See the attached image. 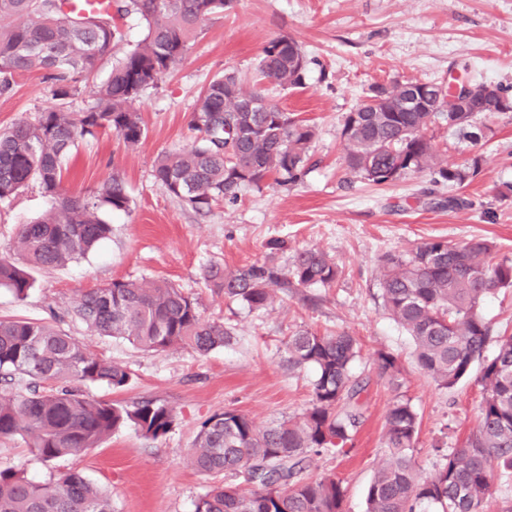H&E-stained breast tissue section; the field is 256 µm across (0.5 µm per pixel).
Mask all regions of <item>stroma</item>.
Returning <instances> with one entry per match:
<instances>
[{"label":"stroma","mask_w":512,"mask_h":512,"mask_svg":"<svg viewBox=\"0 0 512 512\" xmlns=\"http://www.w3.org/2000/svg\"><path fill=\"white\" fill-rule=\"evenodd\" d=\"M282 35L307 57L302 87L281 89L257 70L263 48ZM227 73L245 86L263 85L269 99L314 127L309 169L297 184L269 179L244 189L237 203L197 213L156 182L154 164L162 153L191 144L200 91ZM415 79L491 83L512 98V0H234L207 20L185 59L135 101L145 125L142 142L132 149L107 131L80 144L67 162L65 187L74 196L115 176L125 181L131 208L106 214L111 237L66 267L34 270L25 299L0 288V317L51 323L130 373L124 388L90 384L85 393L124 404L156 400L174 408L176 421L158 439L127 427L86 454L48 465L22 439L2 440L0 469L35 481L78 469L110 494L114 512H194L197 499L217 482L187 461L205 419L234 409L262 429L309 407L314 371L290 368L285 352L288 337L306 328L356 336L361 351L353 375L367 384L364 422L349 453L313 457L306 477L336 475L347 488L346 512H364L367 486L384 453L385 415L398 398L409 400L420 416L414 456L421 475L432 474L476 426L481 388L470 377L446 389L419 369L410 336L383 305L382 259L407 255L432 239L461 244L483 238L493 244L494 261L512 262V112L496 114L475 143L444 122L429 128L448 165L480 158V172L468 185L436 186L426 172L372 185L344 164V118L372 84ZM55 104L40 76H19L12 91L0 95V127L35 121ZM451 196L465 198L466 206L448 207ZM46 207L35 184L0 202V247ZM273 238L288 242L280 264H289L292 250L316 248L335 258L340 278L329 288L290 289L265 311L206 287L204 265L253 263ZM157 278L198 298L203 316L223 322L233 342L204 356L182 347L155 354L125 340L87 335L71 313L87 290L115 279ZM380 351L398 357L396 381L380 375Z\"/></svg>","instance_id":"35a3bbf8"}]
</instances>
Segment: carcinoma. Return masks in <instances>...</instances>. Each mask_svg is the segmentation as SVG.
<instances>
[{
	"mask_svg": "<svg viewBox=\"0 0 512 512\" xmlns=\"http://www.w3.org/2000/svg\"><path fill=\"white\" fill-rule=\"evenodd\" d=\"M232 2L119 0L118 16L136 18L144 36L115 59L94 102L71 112L69 99L123 41L120 25L109 14L75 13L57 0H0V93L10 91L16 77L39 72L58 100L33 123L0 128V202L32 182L49 201L0 252V287L23 299L34 287L29 270L64 267L110 238L112 225L102 214L129 211L126 184L114 176L87 197L69 195L63 185L69 154L106 129L126 146H138L145 128L133 102L185 58L203 23ZM307 64L297 42L280 36L263 48L258 67L263 77L292 89L303 84ZM415 87L412 80L376 85L364 111L346 115L341 130L346 167L377 186L409 172H427L448 185L472 182L478 159L443 165L426 131L446 121L477 142L483 136L477 117L501 112L498 102L484 107L475 101L467 112H446L449 90L433 83L430 108L408 109L403 102ZM190 127L192 144L160 155L154 177L195 211L220 200L235 203L244 188L270 177L292 185L307 173L314 128L262 91L245 89L233 73L204 89ZM266 249V258L235 270L216 263L204 267L205 285L262 311L290 288L330 286L340 275L335 259L321 250L298 249L281 266L275 255L288 249L286 241L271 239ZM379 285L385 308L413 341L420 369L450 388L471 376L477 363L482 397L475 428L426 478L414 456L419 414L407 401L393 402L385 416L386 455L368 486L365 512H486L496 470L512 469V333L494 332L481 305L497 289L512 287V264L493 262L492 245L483 239L461 245L434 239L406 257L384 256ZM72 313L93 336L127 340L156 354L175 346L207 354L232 340L223 323L202 315L196 299L163 279L114 280L81 293ZM492 343L496 348L489 355ZM286 348L291 366L314 370L311 406L264 429L231 409L203 421L188 462L202 475H224V483L201 496L195 512H345L341 480H309L303 472L312 455L349 452L365 390L352 373L360 342L345 331L300 329L288 337ZM376 362L380 374L395 381L398 358L380 351ZM0 374L29 381L25 394L0 395V439L23 437L44 463L96 448L125 426L158 439L175 421L165 403L91 399L70 386L103 383L118 389L130 374L46 322L0 319ZM0 512H112V500L76 469L48 482L0 469Z\"/></svg>",
	"mask_w": 512,
	"mask_h": 512,
	"instance_id": "1",
	"label": "carcinoma"
}]
</instances>
